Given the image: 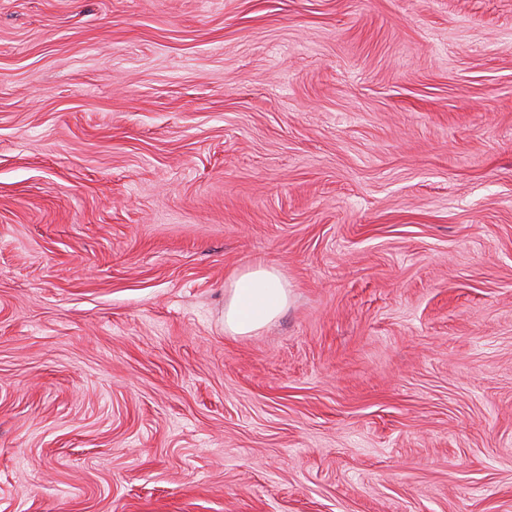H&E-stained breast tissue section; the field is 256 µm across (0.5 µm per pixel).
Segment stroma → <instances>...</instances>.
I'll list each match as a JSON object with an SVG mask.
<instances>
[{
	"label": "stroma",
	"instance_id": "stroma-1",
	"mask_svg": "<svg viewBox=\"0 0 512 512\" xmlns=\"http://www.w3.org/2000/svg\"><path fill=\"white\" fill-rule=\"evenodd\" d=\"M0 512H512V0H0ZM224 329L245 336L277 318L288 304V288L274 267L256 266L228 282Z\"/></svg>",
	"mask_w": 512,
	"mask_h": 512
}]
</instances>
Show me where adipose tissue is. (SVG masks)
<instances>
[{"label": "adipose tissue", "mask_w": 512, "mask_h": 512, "mask_svg": "<svg viewBox=\"0 0 512 512\" xmlns=\"http://www.w3.org/2000/svg\"><path fill=\"white\" fill-rule=\"evenodd\" d=\"M224 328L245 336L277 318L288 303V288L275 268L256 266L238 272L228 282Z\"/></svg>", "instance_id": "ef3b65f1"}]
</instances>
